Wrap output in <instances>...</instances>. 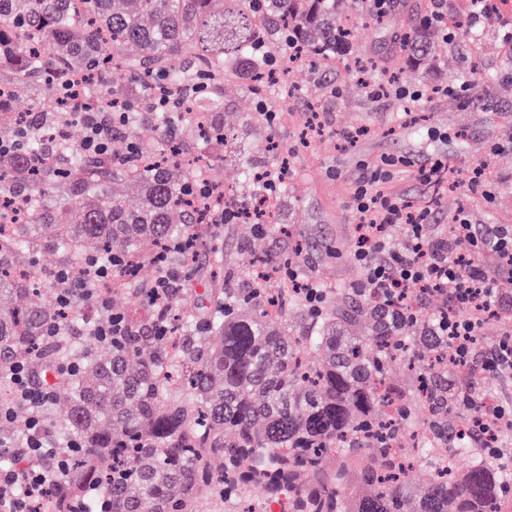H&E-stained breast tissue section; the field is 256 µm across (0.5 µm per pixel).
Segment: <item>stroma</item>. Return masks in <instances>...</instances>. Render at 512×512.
Instances as JSON below:
<instances>
[{"instance_id":"stroma-1","label":"stroma","mask_w":512,"mask_h":512,"mask_svg":"<svg viewBox=\"0 0 512 512\" xmlns=\"http://www.w3.org/2000/svg\"><path fill=\"white\" fill-rule=\"evenodd\" d=\"M431 6V0H396L386 24L380 26L369 17H356L353 56L381 60L388 68L402 66L398 36L406 22L421 18ZM434 56L432 70H406L402 85L412 90L433 85L456 87L470 80L475 66L490 81L471 89L464 103L452 95L424 100L426 121L421 129L403 123V107L397 98L372 99L340 59L321 61L314 68H293L287 96L276 91L258 97L247 91L237 76L227 77L224 111L238 134L211 162L210 183L226 189L234 201H242L246 190L239 182L240 160L248 149L264 147L272 139L279 151L267 155L266 163L275 167L281 160H289L288 190L278 193L277 226L266 233H258L249 220L205 227L198 257L182 278L192 303L209 306L212 286L224 282L223 274L215 272L209 259L211 237H218L223 244L225 271L237 273L243 272L252 255L279 261L288 250L289 238L295 237L305 245L296 260L300 276L331 288L332 305L345 307L349 288L361 277L350 256L358 221L352 184L361 173V164L383 157L399 162L392 170L390 191L431 207L426 235L437 233L462 207L476 232L491 224L512 225V148L495 154L489 151L493 143L512 139V48L504 44L501 32L489 25L479 40L466 36L437 41ZM314 113L321 127L312 133L307 121ZM361 126L369 127L370 135L346 146L345 134ZM431 153L446 155L463 171L489 164L496 178L492 199L472 194L464 184L438 192L417 179L414 168Z\"/></svg>"}]
</instances>
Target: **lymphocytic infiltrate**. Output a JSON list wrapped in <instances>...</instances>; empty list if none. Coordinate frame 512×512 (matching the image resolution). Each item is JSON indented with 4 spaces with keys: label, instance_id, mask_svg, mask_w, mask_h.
Returning a JSON list of instances; mask_svg holds the SVG:
<instances>
[{
    "label": "lymphocytic infiltrate",
    "instance_id": "f902f5d3",
    "mask_svg": "<svg viewBox=\"0 0 512 512\" xmlns=\"http://www.w3.org/2000/svg\"><path fill=\"white\" fill-rule=\"evenodd\" d=\"M391 165L390 159H381L354 186L359 222L351 256L363 271L360 286L381 300L395 325L417 316L427 297H444L431 320V333L446 339L454 359H473L476 336L503 304L496 279L512 275V228L498 225L486 235H475L461 210L440 236H427L423 226L430 208L412 205L389 190ZM397 224L407 227L399 246L391 235ZM29 378L28 364L12 366L10 380L28 408L25 419H18L13 408H0V420L22 423V443L13 451L17 464L0 470V501L9 503V512H31L50 483L39 459L47 447L41 410L52 393L30 387Z\"/></svg>",
    "mask_w": 512,
    "mask_h": 512
}]
</instances>
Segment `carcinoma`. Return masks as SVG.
<instances>
[{
    "label": "carcinoma",
    "mask_w": 512,
    "mask_h": 512,
    "mask_svg": "<svg viewBox=\"0 0 512 512\" xmlns=\"http://www.w3.org/2000/svg\"><path fill=\"white\" fill-rule=\"evenodd\" d=\"M434 37L435 28L410 24L404 65L432 69ZM352 40L336 0H0V70L11 75L0 85V139L15 142L0 153V213L14 220L0 223V384L25 361L52 371L65 393L63 411L50 404L41 412L58 452L42 460L53 471L52 512H200L203 502L229 512L253 489L272 500L288 493V512H504L512 502L508 458L456 468L466 452L457 429L482 413L483 396L452 390L441 369L448 344L430 335L425 317L397 329L362 294L356 310L312 308L291 288L286 265L276 295L227 275L204 313L181 288L154 305L136 280L139 260L189 267L197 226L213 218L192 194L208 155L187 159V142L162 133L165 117L157 145L143 146L138 104L164 113L153 88L181 86L179 115L215 149L236 133L224 124L225 72L259 95L272 81L255 46L313 63ZM74 72L99 87L64 105L72 115L116 93L130 98L129 112L112 121L121 149L47 141L34 132L36 117L4 110L30 77L56 94ZM242 168L245 207L265 190L256 177L265 163L249 156ZM115 183L138 197L137 208L112 191ZM44 248L77 281L89 258L118 259L125 287L116 292L126 305L112 309L123 334L108 356L78 346L75 331L90 337L95 323L62 311L58 295L76 289L35 271L29 256ZM45 285L53 299L29 302ZM301 305L307 332L291 337L288 316ZM359 316L363 335L351 330ZM306 349L319 351L317 362ZM416 354L428 358L416 382L428 412L422 433L435 445L407 448L402 425L412 407L388 376ZM71 363L76 371H62ZM423 463L431 479L417 485L410 472Z\"/></svg>",
    "instance_id": "1"
}]
</instances>
